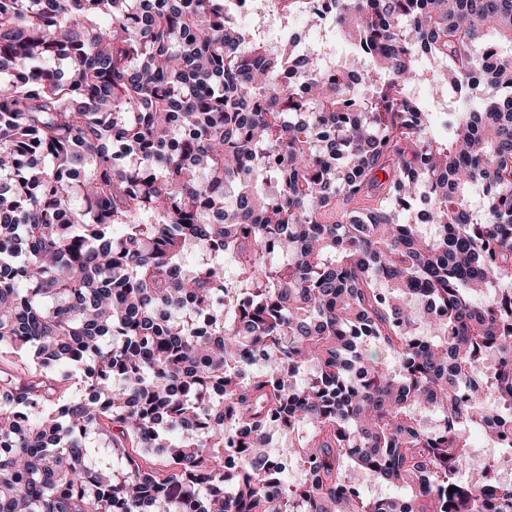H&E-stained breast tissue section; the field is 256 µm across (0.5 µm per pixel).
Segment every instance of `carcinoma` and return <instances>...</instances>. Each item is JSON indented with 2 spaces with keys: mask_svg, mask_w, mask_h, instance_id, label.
<instances>
[{
  "mask_svg": "<svg viewBox=\"0 0 512 512\" xmlns=\"http://www.w3.org/2000/svg\"><path fill=\"white\" fill-rule=\"evenodd\" d=\"M232 6L0 0V512H512V0ZM288 15L292 17V21L289 23L291 30L302 34L303 40L301 45H318L325 53L326 58L332 62L345 57L346 54L349 62L354 55L353 46L350 42L345 40L344 35H340L336 32V38L334 39L331 31L324 32L321 31L320 28H309L305 26L304 14L294 12ZM470 442H471V449L475 452L478 448H482L485 445V437L482 433V430L479 428L472 429L470 433ZM495 444L493 443H487L484 448H482L481 452L478 454L475 453L471 459L470 456L468 457L467 461L465 462L461 474L464 475L467 472V469L469 467V461L471 460V467L472 468H482L484 467L490 460H492L497 455V451L501 450L502 448H494Z\"/></svg>",
  "mask_w": 512,
  "mask_h": 512,
  "instance_id": "obj_1",
  "label": "carcinoma"
}]
</instances>
